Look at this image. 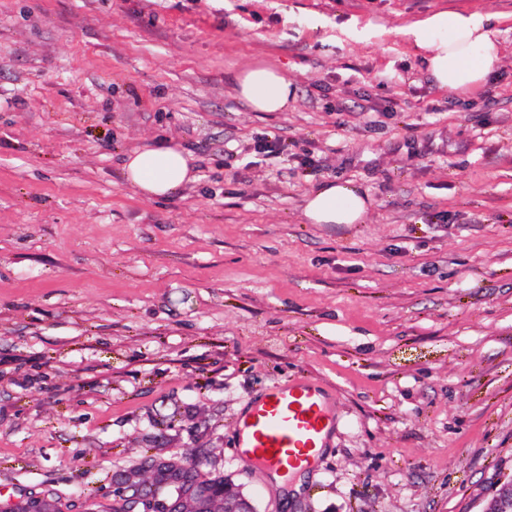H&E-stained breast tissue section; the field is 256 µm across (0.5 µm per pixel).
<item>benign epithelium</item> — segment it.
<instances>
[{
    "instance_id": "benign-epithelium-1",
    "label": "benign epithelium",
    "mask_w": 512,
    "mask_h": 512,
    "mask_svg": "<svg viewBox=\"0 0 512 512\" xmlns=\"http://www.w3.org/2000/svg\"><path fill=\"white\" fill-rule=\"evenodd\" d=\"M112 485L128 512H259L253 499L229 480L222 493L191 481L186 459L180 457L159 455L118 469ZM0 512H61V506L50 492L29 493L1 502ZM485 512H512L511 484L495 491Z\"/></svg>"
}]
</instances>
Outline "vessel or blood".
I'll return each instance as SVG.
<instances>
[{"label":"vessel or blood","instance_id":"vessel-or-blood-1","mask_svg":"<svg viewBox=\"0 0 512 512\" xmlns=\"http://www.w3.org/2000/svg\"><path fill=\"white\" fill-rule=\"evenodd\" d=\"M331 430L324 396L310 381H287L250 409L240 445L263 470L287 472L309 465Z\"/></svg>","mask_w":512,"mask_h":512}]
</instances>
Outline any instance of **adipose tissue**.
<instances>
[{
    "label": "adipose tissue",
    "instance_id": "obj_1",
    "mask_svg": "<svg viewBox=\"0 0 512 512\" xmlns=\"http://www.w3.org/2000/svg\"><path fill=\"white\" fill-rule=\"evenodd\" d=\"M495 13L464 14L445 8L403 27L410 46L424 56L436 86L453 93L481 88L498 68L500 49ZM234 91L251 112H282L293 94L292 82L279 68L250 64L238 71ZM127 183L146 198H168L194 182L189 155L179 147L144 145L128 153L122 165ZM370 196L350 181H329L308 193L303 215L311 224H359Z\"/></svg>",
    "mask_w": 512,
    "mask_h": 512
}]
</instances>
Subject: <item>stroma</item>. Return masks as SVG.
I'll return each instance as SVG.
<instances>
[{"label":"stroma","mask_w":512,"mask_h":512,"mask_svg":"<svg viewBox=\"0 0 512 512\" xmlns=\"http://www.w3.org/2000/svg\"><path fill=\"white\" fill-rule=\"evenodd\" d=\"M442 7L505 16L465 96L401 33ZM255 61L287 111L235 97ZM153 142L194 159L168 199L122 175ZM335 179L364 223L306 222ZM298 377L336 428L275 490L239 427ZM157 448L259 512H484L512 479V0H0V491L89 512ZM292 81L279 68L249 64L238 71L234 91L236 98L251 112H283L293 94Z\"/></svg>","instance_id":"35a3bbf8"}]
</instances>
